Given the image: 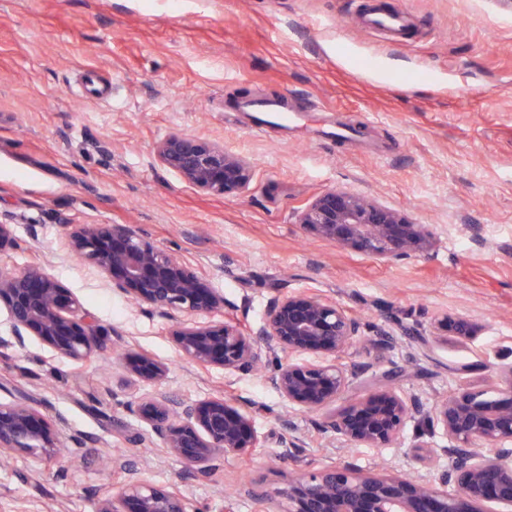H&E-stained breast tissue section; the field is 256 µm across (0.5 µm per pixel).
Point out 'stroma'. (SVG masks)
I'll list each match as a JSON object with an SVG mask.
<instances>
[{
	"label": "stroma",
	"mask_w": 512,
	"mask_h": 512,
	"mask_svg": "<svg viewBox=\"0 0 512 512\" xmlns=\"http://www.w3.org/2000/svg\"><path fill=\"white\" fill-rule=\"evenodd\" d=\"M413 20L392 45L362 29L360 0H0V219L15 244L0 266L39 263L121 344L83 365L36 337L0 349V401L40 409L76 456L34 464L0 457V512H92L125 452L156 486L177 485L198 512H288L290 484L306 470L346 464L361 473L412 475V434L385 448L355 447L315 428L316 413L289 408L262 375L205 371L183 359L169 320L140 311L74 257L67 224H131L207 276L242 327L277 293L317 292L363 318L364 335L392 320L428 344L397 349L344 407L384 375L423 401L462 386L490 387L512 369V10L499 0H384ZM110 98L86 92L88 78ZM287 100L299 124L253 132L242 108ZM354 125L356 141L319 136ZM181 133L248 157L250 194L213 197L162 166L156 143ZM370 196L426 225L435 246L384 264L322 240L294 212L319 193ZM482 324L473 342L431 334L436 315ZM167 368L164 387L195 402L218 394L244 403L259 448L219 462L213 479L128 434L150 428L125 404L145 387L124 357ZM303 439L288 457L287 435ZM252 485L268 499L240 494Z\"/></svg>",
	"instance_id": "1"
}]
</instances>
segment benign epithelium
<instances>
[{
  "label": "benign epithelium",
  "instance_id": "obj_1",
  "mask_svg": "<svg viewBox=\"0 0 512 512\" xmlns=\"http://www.w3.org/2000/svg\"><path fill=\"white\" fill-rule=\"evenodd\" d=\"M159 161L186 183L216 197L252 189L255 169L217 143L173 133L156 145ZM295 223L338 247L381 262L395 263L434 246L422 224L365 196L332 189L295 211ZM68 250L105 276L111 287L150 313L173 321L171 336L181 355L198 367L250 373L277 360L267 383L291 408L320 411L371 369L350 366L342 356L361 338L362 321L318 295H277L251 331L213 316L225 306L212 282L156 246L128 224H67ZM0 302L11 333L0 348L26 346L36 336L54 354L75 363L103 348L107 331L89 320L79 301L42 265L0 271ZM433 334L476 340L483 326L443 314ZM397 340L378 332L370 345L391 353ZM127 370L154 389L128 411L147 424L160 452L181 460L201 478L213 477L221 457H240L258 447L249 413L219 395L183 403L157 387L165 368L151 356L129 354ZM425 429L412 444L424 473L416 477L361 475L346 465L304 473L288 489V512H484L487 503L512 506V368L498 386L461 387L425 404L417 396L380 386L321 422L323 432L349 445L384 448L397 443L408 423ZM443 439L439 443L435 438ZM58 448L44 415L24 402H0V453L35 456ZM446 458L450 464L440 465ZM125 474L117 490L106 491L95 512H195L173 485L143 480L132 460H116Z\"/></svg>",
  "mask_w": 512,
  "mask_h": 512
}]
</instances>
